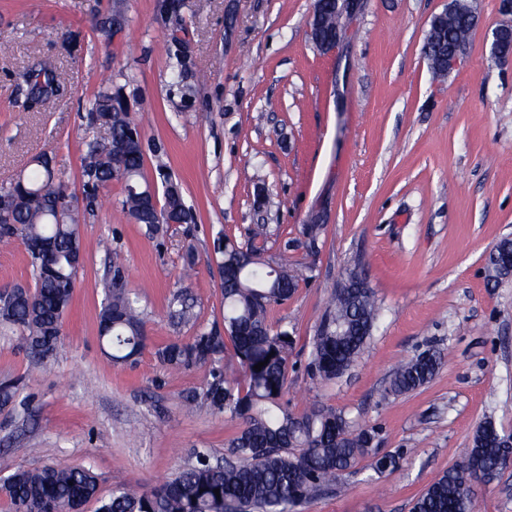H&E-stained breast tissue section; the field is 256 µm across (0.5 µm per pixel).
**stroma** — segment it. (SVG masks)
<instances>
[{"mask_svg": "<svg viewBox=\"0 0 512 512\" xmlns=\"http://www.w3.org/2000/svg\"><path fill=\"white\" fill-rule=\"evenodd\" d=\"M447 0H363L335 51L308 34L314 0H0V186L47 156L67 192L82 196L81 160L104 141L89 102L122 89L139 117L144 172L166 170L182 186L196 225L145 235L121 211L113 183L82 226L85 256L56 354L36 363L18 332L0 327V379H20L18 408L0 411V477L45 465L83 466L101 495L126 483L151 489L194 462L223 455L237 422L182 402L202 389L205 367L171 377L157 359L166 343L222 322L214 239L252 224L280 226L289 252L270 261L307 268L295 294L271 307L272 327L295 340L290 411L318 404L379 432L396 469L368 460L343 475L339 494L295 512H411L414 499L470 448L478 425L512 432V277L488 286L486 259L512 238V63L485 48L498 0H476L483 23L461 64L435 78L422 53ZM121 10L126 28L103 24ZM182 40L187 67L167 55ZM52 59L61 91L40 109L16 104L24 75ZM305 224L324 232L315 246ZM196 265L185 273L183 254ZM124 257L126 286L144 312L135 362L112 364L99 312L112 279L109 249ZM360 267L381 316L358 362L327 383L307 373L316 326L345 271ZM25 247L0 249V288L33 286ZM185 289L198 314L179 327L168 298ZM444 362L424 387L387 394L398 364L428 348ZM474 512H512V469L478 488Z\"/></svg>", "mask_w": 512, "mask_h": 512, "instance_id": "1", "label": "stroma"}]
</instances>
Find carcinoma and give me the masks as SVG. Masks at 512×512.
Returning <instances> with one entry per match:
<instances>
[{
    "label": "carcinoma",
    "mask_w": 512,
    "mask_h": 512,
    "mask_svg": "<svg viewBox=\"0 0 512 512\" xmlns=\"http://www.w3.org/2000/svg\"><path fill=\"white\" fill-rule=\"evenodd\" d=\"M321 15L323 35H334L345 24L336 11V0H324ZM462 7L448 11L430 27L423 54L437 77L448 76V46L468 45L473 19ZM61 73L52 62H44L32 74L33 85L25 108L42 106L60 82ZM122 90H104L92 103L91 118L97 122L110 117L112 140L131 139L125 155L117 162L103 144H88L82 159L83 186L93 185L91 200L98 188L122 183L125 196L122 210L146 234L164 232L165 214L177 212L185 224L193 222L180 186L165 179L160 208L142 202L144 156L139 126L128 105L116 104ZM25 193L35 204L15 216L18 226L0 232V245L45 238L55 242L56 264L68 287L43 276V259L28 253L33 270V290L19 291L11 304L0 307V325L15 328L32 358L51 357L61 342L59 326L67 313L78 275L68 266V257L82 247L80 212L66 205V191L57 181L46 157L35 160V168L21 176ZM278 229L256 224L247 229L245 250L229 236L217 238L224 323L213 325L188 342L173 341L158 351L161 363L172 370L192 366H212L202 394L188 392L185 405H203L216 414L240 422L237 434L228 441L224 457L213 459L196 453V463L179 469L161 485L138 490L125 484L112 487L100 496L97 476L85 468L46 466L38 470H18L4 478L7 499L14 512H46L66 508L84 512L87 504H97L95 512H294L315 496L333 492L344 472L361 459L372 456L370 466L377 472L394 469L399 457L373 453L368 449L376 432L353 428L340 411L312 405L301 414L288 411L283 402L288 389V358L294 337L268 323V309L288 300L298 287L301 273L288 261L269 262L262 257L264 245ZM171 318L178 325L194 320L187 293L177 291L168 299ZM380 316L373 290L355 267L336 284L312 338L308 369L311 376L327 382L345 373L360 357ZM111 327L103 336L114 363L134 359L144 345L142 311L138 298L125 288L110 284L100 320ZM442 353L431 349L401 363L393 374L387 393L400 395L426 385L442 364ZM261 369H255L258 363ZM19 381H0V408L15 406ZM512 447L501 446L497 436L475 432L466 458L474 464L493 468ZM219 493H214V490ZM474 499L462 488L457 473L448 470L434 477L414 500L412 512H473Z\"/></svg>",
    "instance_id": "cac0c4a2"
}]
</instances>
